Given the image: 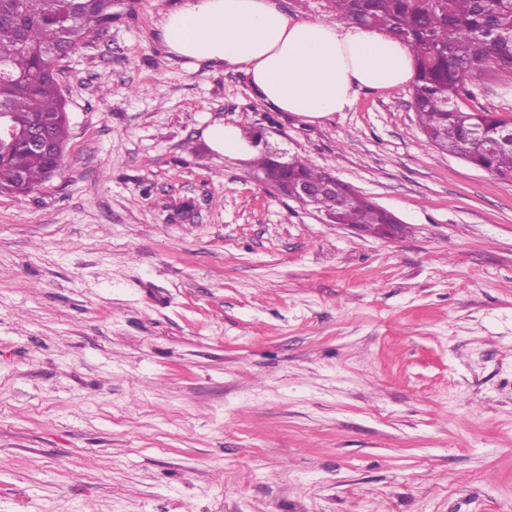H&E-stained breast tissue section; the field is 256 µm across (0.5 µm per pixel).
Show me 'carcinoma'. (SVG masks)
Segmentation results:
<instances>
[{"mask_svg":"<svg viewBox=\"0 0 512 512\" xmlns=\"http://www.w3.org/2000/svg\"><path fill=\"white\" fill-rule=\"evenodd\" d=\"M116 0H0V53L13 80H0V105L20 123L31 119L51 129L61 144L69 119L54 56L47 49H76L88 35L112 23ZM334 19L382 31L407 45L415 76L411 106L418 124L438 149L462 158L499 179H512V117L482 109L464 110L470 86L484 77L512 75V0H329ZM51 161L19 146L0 147V193L30 192L60 171ZM326 171L303 161L288 183L317 184ZM336 223L386 238L406 233L390 211L336 181V194L316 201Z\"/></svg>","mask_w":512,"mask_h":512,"instance_id":"carcinoma-1","label":"carcinoma"}]
</instances>
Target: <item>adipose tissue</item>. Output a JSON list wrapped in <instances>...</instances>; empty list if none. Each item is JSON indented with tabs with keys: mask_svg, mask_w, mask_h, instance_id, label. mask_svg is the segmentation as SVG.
<instances>
[{
	"mask_svg": "<svg viewBox=\"0 0 512 512\" xmlns=\"http://www.w3.org/2000/svg\"><path fill=\"white\" fill-rule=\"evenodd\" d=\"M166 52L191 67L237 66L270 108L313 122L355 104L359 89H403L414 77L402 43L355 24L300 21L274 0H176L158 24ZM203 136L219 155H256L241 129Z\"/></svg>",
	"mask_w": 512,
	"mask_h": 512,
	"instance_id": "obj_1",
	"label": "adipose tissue"
}]
</instances>
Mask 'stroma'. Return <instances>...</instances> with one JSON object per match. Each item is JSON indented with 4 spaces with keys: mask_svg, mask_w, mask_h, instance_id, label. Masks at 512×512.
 Returning a JSON list of instances; mask_svg holds the SVG:
<instances>
[{
    "mask_svg": "<svg viewBox=\"0 0 512 512\" xmlns=\"http://www.w3.org/2000/svg\"><path fill=\"white\" fill-rule=\"evenodd\" d=\"M120 0L58 63L63 169L0 194V512H512V181L408 90L316 122L187 67ZM466 108L512 115V77ZM268 126L409 231L360 235L219 156ZM252 132V136L254 135ZM262 134V135H261ZM251 137V143L258 147L262 142L263 132ZM203 136L211 149L219 155H257L255 147L249 143L241 129L234 125H224V122H215L208 126Z\"/></svg>",
    "mask_w": 512,
    "mask_h": 512,
    "instance_id": "stroma-1",
    "label": "stroma"
}]
</instances>
